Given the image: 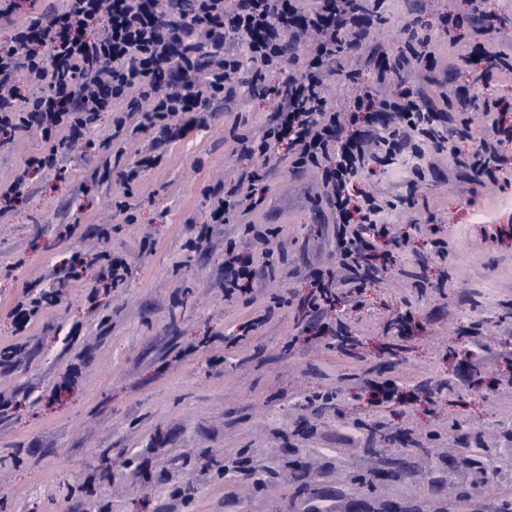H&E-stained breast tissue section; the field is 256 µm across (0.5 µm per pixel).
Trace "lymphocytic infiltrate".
I'll return each mask as SVG.
<instances>
[{
	"label": "lymphocytic infiltrate",
	"instance_id": "f902f5d3",
	"mask_svg": "<svg viewBox=\"0 0 512 512\" xmlns=\"http://www.w3.org/2000/svg\"><path fill=\"white\" fill-rule=\"evenodd\" d=\"M67 2L60 13H31L0 40V144L37 130L46 149L26 162L37 170L60 166L104 112L115 114L113 137L149 132L153 144H162L175 118L205 123L242 65L250 67V92L264 90L267 76L286 66L288 46L319 34L299 76L289 77L280 92L276 124L260 138L242 134L235 141L250 156L284 142L293 167L320 169L327 202L341 222L339 267L351 283L379 281L381 270L368 252L372 238L388 235L385 215L393 206L382 194L356 192L364 156L388 166L420 156L422 143L432 142L441 155L452 138L468 135L464 127L437 134L438 112L423 108L411 91L389 92L411 63L431 54L430 35L407 24L404 50L379 68L375 90L357 96L349 116L354 125L385 112L401 132L338 137L340 116L324 94L327 63L361 44L369 27L386 24L380 0H317L306 14L291 0H237L231 12L224 0H154L149 10L141 0ZM337 6L339 24L324 27V14ZM34 29L44 34L37 44L30 39Z\"/></svg>",
	"mask_w": 512,
	"mask_h": 512
}]
</instances>
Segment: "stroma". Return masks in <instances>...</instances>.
<instances>
[{"instance_id": "stroma-1", "label": "stroma", "mask_w": 512, "mask_h": 512, "mask_svg": "<svg viewBox=\"0 0 512 512\" xmlns=\"http://www.w3.org/2000/svg\"><path fill=\"white\" fill-rule=\"evenodd\" d=\"M387 8V26L342 59L358 84L328 80L332 105L374 87L376 62L413 21L435 42L406 86L431 108L443 92L466 102L453 118L468 137L455 149L474 152L494 121L512 126V74L491 58L512 43V0ZM449 12L464 23L441 30ZM308 51L290 47L265 93L236 87L205 125L174 121L131 188L104 172V112L95 148L0 196V349L22 348L0 373L13 399L0 416V512H512V141L506 168L479 188L429 147L412 192L404 162L365 161L360 191L405 196L387 221L406 241L376 240L382 282L335 286V303L314 313L312 282L335 271L339 229L321 178L295 169L286 145L250 158L232 140L274 124L276 91ZM44 147L35 132L0 146V186ZM258 169L262 204L210 223L208 193ZM105 254L125 263L123 283L59 287L56 266H97ZM231 258L253 278L228 297ZM52 290L55 305L17 330L13 303ZM251 321L246 343L226 348ZM374 381L394 385L393 401L378 402ZM390 467L398 477L376 481Z\"/></svg>"}]
</instances>
